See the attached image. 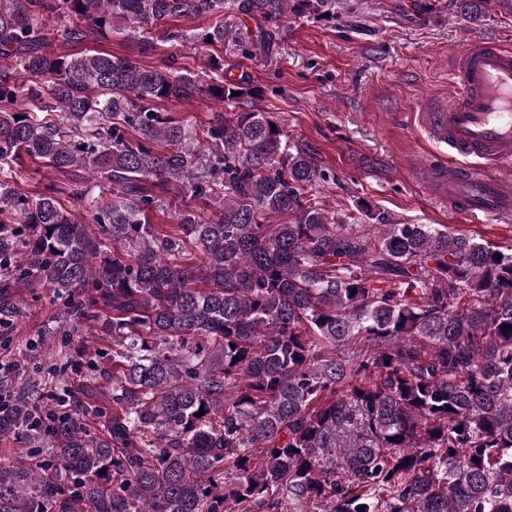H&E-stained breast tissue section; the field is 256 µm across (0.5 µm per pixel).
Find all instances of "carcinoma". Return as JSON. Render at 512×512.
Segmentation results:
<instances>
[{
    "mask_svg": "<svg viewBox=\"0 0 512 512\" xmlns=\"http://www.w3.org/2000/svg\"><path fill=\"white\" fill-rule=\"evenodd\" d=\"M453 3L472 20L512 11ZM333 4L0 0V165L85 170L112 194L0 182V326L47 285L64 319L112 338L111 389L90 388L112 404H0V436L46 449L0 458V512H512V246L327 209V174L270 112H216L199 135L166 108L253 98L245 75L201 84L173 57L70 51L115 33L145 54L155 32L222 48L235 15L269 43ZM173 191L196 203L174 225L195 262L168 258L150 224Z\"/></svg>",
    "mask_w": 512,
    "mask_h": 512,
    "instance_id": "obj_1",
    "label": "carcinoma"
}]
</instances>
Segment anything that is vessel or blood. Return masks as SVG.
<instances>
[{
  "label": "vessel or blood",
  "instance_id": "vessel-or-blood-1",
  "mask_svg": "<svg viewBox=\"0 0 512 512\" xmlns=\"http://www.w3.org/2000/svg\"><path fill=\"white\" fill-rule=\"evenodd\" d=\"M452 96L422 105L410 119L448 159L417 180L449 212L476 223L512 222V51L468 43L448 72Z\"/></svg>",
  "mask_w": 512,
  "mask_h": 512
}]
</instances>
